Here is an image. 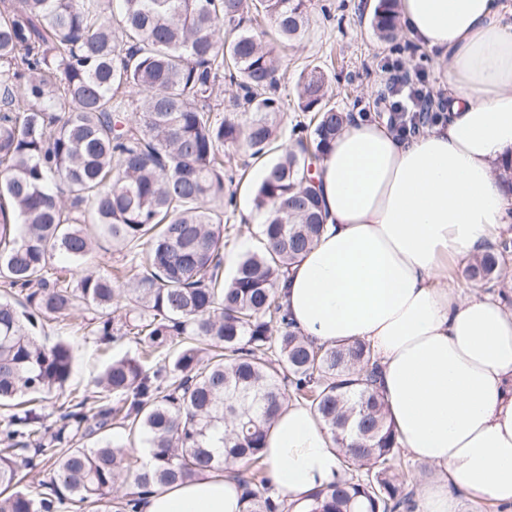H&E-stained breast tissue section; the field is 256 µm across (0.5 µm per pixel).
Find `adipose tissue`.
I'll list each match as a JSON object with an SVG mask.
<instances>
[{"label": "adipose tissue", "mask_w": 512, "mask_h": 512, "mask_svg": "<svg viewBox=\"0 0 512 512\" xmlns=\"http://www.w3.org/2000/svg\"><path fill=\"white\" fill-rule=\"evenodd\" d=\"M399 19L448 73L439 122L401 138L353 114L314 173L323 230L288 269L279 300L319 345L358 339L380 367L400 448L437 468L417 512H459L456 492L512 512V309L465 293L457 257L512 227V8L503 0H398ZM276 494L344 477L316 413L282 407L263 451ZM234 474L209 470L143 496L139 512H242Z\"/></svg>", "instance_id": "ef3b65f1"}]
</instances>
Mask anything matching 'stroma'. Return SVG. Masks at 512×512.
<instances>
[{"label":"stroma","instance_id":"stroma-1","mask_svg":"<svg viewBox=\"0 0 512 512\" xmlns=\"http://www.w3.org/2000/svg\"><path fill=\"white\" fill-rule=\"evenodd\" d=\"M370 0H310V27L299 40H274L281 59V78L277 94L284 106L285 116L277 140L278 145L290 144L293 124L305 122L309 113L301 110L296 91L299 75L306 66H320L330 78L329 95L332 103L347 112H365L383 118L387 110L380 100L386 76L379 67L380 60L391 55L390 43L379 38L371 19ZM234 179L226 187L233 193L234 204L227 207L226 216L232 228L224 239V272L232 274L236 261L245 251L260 246L257 226L247 223L245 212L253 208L254 188L260 180L264 160H245L243 153L231 151ZM91 314L85 310L62 318L54 315L43 320L37 332L38 342L52 346L63 342L74 349L71 376L62 394L37 405L36 411L55 422L61 407L66 406L67 394L80 395L93 391L96 378L105 366L118 358H134L140 346L133 336H120L109 344H101L87 333L85 323Z\"/></svg>","mask_w":512,"mask_h":512}]
</instances>
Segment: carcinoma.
I'll return each mask as SVG.
<instances>
[{
    "mask_svg": "<svg viewBox=\"0 0 512 512\" xmlns=\"http://www.w3.org/2000/svg\"><path fill=\"white\" fill-rule=\"evenodd\" d=\"M5 0L0 10V512H53L76 499L94 512H138L141 491L184 482L206 468L238 473L245 512H290L264 476L261 449L282 404L305 403L327 426L347 478L310 494L308 512H415L395 468L398 442L361 341L317 346L294 330L276 289L317 241L319 197L311 176L347 113L332 105L329 77L301 75L310 124L267 168L255 204L270 214L262 246L241 256L225 282L224 148L263 155L283 108L280 59L265 32L245 26L253 0ZM309 0H258L286 40L300 37ZM396 0H379L372 22L397 40ZM112 247L135 250L120 270L133 317L112 274L73 276L95 251L83 224ZM505 238L463 270L471 282L502 275ZM68 266L56 267L52 258ZM99 313L102 342L119 327L137 358L112 361L95 381L93 448H70L88 398L48 425L25 395L47 398L69 380L73 350L34 337L38 319L78 309ZM142 436L152 459L133 465L107 437L112 420ZM50 468L21 490L20 463ZM50 487V492L42 491Z\"/></svg>",
    "mask_w": 512,
    "mask_h": 512,
    "instance_id": "cac0c4a2",
    "label": "carcinoma"
}]
</instances>
